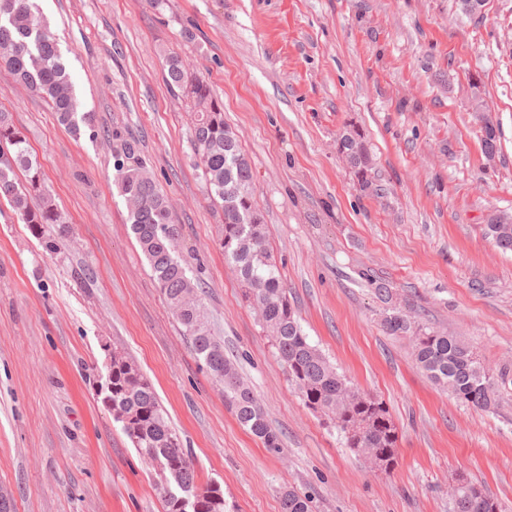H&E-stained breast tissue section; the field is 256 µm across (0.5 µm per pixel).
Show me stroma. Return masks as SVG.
<instances>
[{"label":"stroma","mask_w":512,"mask_h":512,"mask_svg":"<svg viewBox=\"0 0 512 512\" xmlns=\"http://www.w3.org/2000/svg\"><path fill=\"white\" fill-rule=\"evenodd\" d=\"M92 126L73 134L0 67L11 112L72 233L45 252L0 200V491L14 512H162L153 469L89 382L104 345L151 381L189 448L198 485L234 512H453L467 475L512 512V400L477 411L387 335L390 288L425 327L462 337L491 370L512 366V254L484 237L512 212V0L464 15L456 0H37ZM177 53L208 81L251 162L255 200L303 330L361 390L387 405L399 463L370 471L308 409L217 244L223 216L189 147L191 115L163 80ZM499 125L486 160L476 113ZM362 128L376 191L336 151ZM134 138L180 228L178 252L214 336L282 440L268 453L224 397L152 279L114 183ZM313 501L306 493L288 489L281 499L282 512H313Z\"/></svg>","instance_id":"stroma-1"}]
</instances>
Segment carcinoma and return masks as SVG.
Masks as SVG:
<instances>
[{
    "label": "carcinoma",
    "mask_w": 512,
    "mask_h": 512,
    "mask_svg": "<svg viewBox=\"0 0 512 512\" xmlns=\"http://www.w3.org/2000/svg\"><path fill=\"white\" fill-rule=\"evenodd\" d=\"M0 63L45 99L68 130L76 133L80 124L90 122V115L80 112L55 37L35 0H0ZM165 69L168 88L179 93L195 115L190 149L209 197L224 215L218 240L224 261L241 282L243 300L258 312L263 330L286 367L289 383L305 406L322 413L343 434L346 446L368 465L380 461L387 469L394 468L400 437L385 402L338 373L303 331L267 244V224L254 201L252 168L238 135L224 122L223 106L206 79L189 72L176 54L167 55ZM498 140V125L482 118L481 141L490 159L498 150ZM337 151L359 188H370L375 163L362 130L346 126L337 138ZM114 170L131 231L195 354L203 359L224 395V405L267 451L280 453L279 434L238 378L224 355V346L211 333L196 280L176 255L179 228L173 222L170 204L147 174L135 142L120 143L114 152ZM0 199L9 202L44 251L60 250L71 225L45 185L41 165L33 158L26 137L4 110H0ZM484 234L502 251L512 252V215H490ZM383 326L389 334L409 338L418 366L458 401L483 411L499 407V383L509 376L507 370L490 373L465 341L427 329L402 307H392ZM112 413L126 415L123 431L144 461L150 464L154 455L160 454V470L166 479L176 478L189 490L199 491V512H227L223 491L211 486L197 489L189 449L169 425L151 382L125 354L112 360ZM460 482L461 489L451 498L453 512H503L502 503L483 486L465 476ZM281 508L282 512H313L312 499L290 489L282 495Z\"/></svg>",
    "instance_id": "1"
}]
</instances>
